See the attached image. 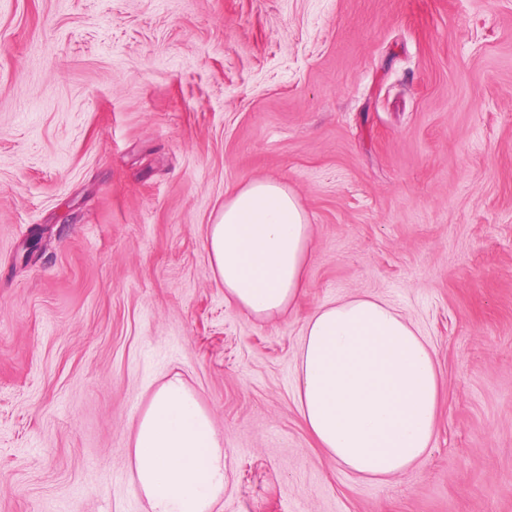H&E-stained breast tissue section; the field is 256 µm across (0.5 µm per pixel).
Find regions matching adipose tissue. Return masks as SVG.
<instances>
[{"label":"adipose tissue","mask_w":512,"mask_h":512,"mask_svg":"<svg viewBox=\"0 0 512 512\" xmlns=\"http://www.w3.org/2000/svg\"><path fill=\"white\" fill-rule=\"evenodd\" d=\"M212 273L250 316L286 315L309 286L311 226L286 184L255 179L207 228ZM293 386L319 448L360 479L384 483L429 453L440 378L431 344L373 294L318 305L305 320ZM133 483L150 512H212L224 492V443L180 379L162 383L132 437Z\"/></svg>","instance_id":"obj_1"}]
</instances>
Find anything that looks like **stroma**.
I'll list each match as a JSON object with an SVG mask.
<instances>
[{"label":"stroma","instance_id":"stroma-1","mask_svg":"<svg viewBox=\"0 0 512 512\" xmlns=\"http://www.w3.org/2000/svg\"><path fill=\"white\" fill-rule=\"evenodd\" d=\"M264 178L312 226L276 321L206 248ZM360 294L441 377L385 483L291 383L307 315ZM175 375L224 440L213 512H512V0H0V512H149L129 447Z\"/></svg>","mask_w":512,"mask_h":512}]
</instances>
